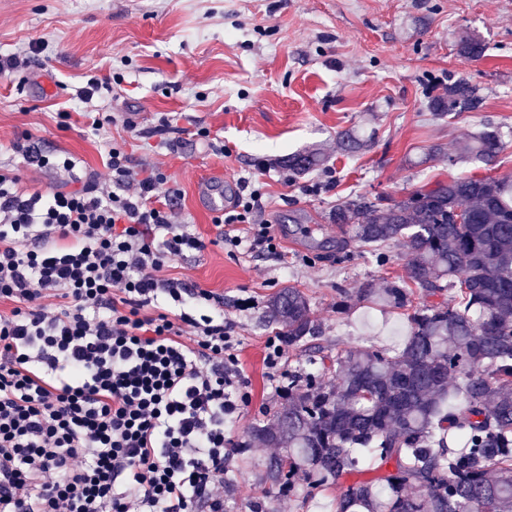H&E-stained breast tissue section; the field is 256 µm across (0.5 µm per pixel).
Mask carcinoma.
I'll list each match as a JSON object with an SVG mask.
<instances>
[{
	"label": "carcinoma",
	"instance_id": "carcinoma-1",
	"mask_svg": "<svg viewBox=\"0 0 512 512\" xmlns=\"http://www.w3.org/2000/svg\"><path fill=\"white\" fill-rule=\"evenodd\" d=\"M457 47L471 60L485 55L468 32ZM481 104L479 88L461 77L429 109L444 117ZM336 145L363 148L350 130ZM501 151L496 132L480 131L448 165L492 167ZM323 161L297 154L288 170L305 175ZM329 219L349 228L336 237L338 254L357 243L383 262L380 248L398 243L407 256L401 278L336 289V313L354 301L404 310L410 336L400 348L333 352L318 343L307 295L281 289L267 313L305 364L288 369L274 421L252 425L233 447L258 439L283 449L261 474L274 500L334 485L336 512H512V178H453L401 199L350 194ZM318 363L329 364L331 379L311 370Z\"/></svg>",
	"mask_w": 512,
	"mask_h": 512
}]
</instances>
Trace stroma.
I'll list each match as a JSON object with an SVG mask.
<instances>
[{"label":"stroma","instance_id":"1","mask_svg":"<svg viewBox=\"0 0 512 512\" xmlns=\"http://www.w3.org/2000/svg\"><path fill=\"white\" fill-rule=\"evenodd\" d=\"M468 31L488 46L484 57L461 56L456 38ZM45 52L0 76V167L15 171L27 193H49L70 174L28 163L13 145L29 139L76 162L74 175L111 179L106 145L123 148L140 175L162 170L181 192V222L208 239L199 254L175 258L172 272L224 297L234 328L242 379L251 395L231 438L272 421L281 399L264 357L279 324L268 299L294 286L311 300L320 341L332 348H391L409 335L399 310L359 304L337 314L336 291L367 279L405 273V249L315 251L300 232L318 238L336 227L328 213L357 193L401 197L416 187L459 175H484L477 163L426 160L436 145L454 151L481 130L497 131L504 150L493 170L512 176V0H0V56L32 41ZM464 77L483 97L474 111L433 116L428 98ZM115 87L81 95L90 79ZM114 115L93 131L92 113ZM356 129L368 145L336 149V133ZM223 142L209 150L200 131ZM322 152L321 170L292 176L288 155ZM209 173L237 184L250 180L262 197L257 217L276 226L287 258L265 251L237 256L215 244L213 214L198 203ZM250 307H241L243 299ZM271 449L231 456L224 470V512L265 503L259 481Z\"/></svg>","mask_w":512,"mask_h":512}]
</instances>
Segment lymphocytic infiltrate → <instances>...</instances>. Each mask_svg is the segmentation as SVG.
<instances>
[{
  "instance_id": "obj_1",
  "label": "lymphocytic infiltrate",
  "mask_w": 512,
  "mask_h": 512,
  "mask_svg": "<svg viewBox=\"0 0 512 512\" xmlns=\"http://www.w3.org/2000/svg\"><path fill=\"white\" fill-rule=\"evenodd\" d=\"M42 195L0 170V512H224L242 392L224 298L172 276L207 248L166 175ZM259 191L214 217L230 253L277 252Z\"/></svg>"
}]
</instances>
